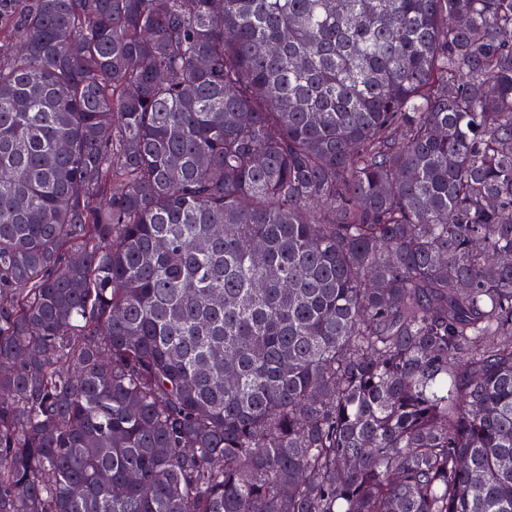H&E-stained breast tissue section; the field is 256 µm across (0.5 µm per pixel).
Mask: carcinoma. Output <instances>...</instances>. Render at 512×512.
Wrapping results in <instances>:
<instances>
[{
  "label": "carcinoma",
  "mask_w": 512,
  "mask_h": 512,
  "mask_svg": "<svg viewBox=\"0 0 512 512\" xmlns=\"http://www.w3.org/2000/svg\"><path fill=\"white\" fill-rule=\"evenodd\" d=\"M0 512H512V0H0Z\"/></svg>",
  "instance_id": "obj_1"
}]
</instances>
